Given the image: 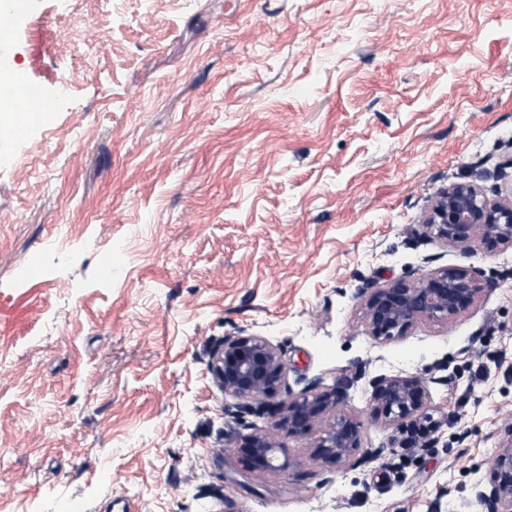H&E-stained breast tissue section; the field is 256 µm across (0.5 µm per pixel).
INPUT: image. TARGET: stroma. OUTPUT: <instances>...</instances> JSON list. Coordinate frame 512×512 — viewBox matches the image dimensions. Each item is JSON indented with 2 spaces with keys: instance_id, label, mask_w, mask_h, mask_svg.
<instances>
[{
  "instance_id": "1",
  "label": "stroma",
  "mask_w": 512,
  "mask_h": 512,
  "mask_svg": "<svg viewBox=\"0 0 512 512\" xmlns=\"http://www.w3.org/2000/svg\"><path fill=\"white\" fill-rule=\"evenodd\" d=\"M84 12L27 0L0 34L49 97L0 150V512H478L512 440V246L465 258L422 220L498 165L481 186L512 198V0H103L87 57ZM459 263L488 284L467 312L367 336L360 280ZM242 331L289 384H339L363 447L390 434L378 376L428 377L450 422L355 466L286 438L291 467L246 470L268 420L209 370Z\"/></svg>"
}]
</instances>
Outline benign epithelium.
<instances>
[{"label":"benign epithelium","mask_w":512,"mask_h":512,"mask_svg":"<svg viewBox=\"0 0 512 512\" xmlns=\"http://www.w3.org/2000/svg\"><path fill=\"white\" fill-rule=\"evenodd\" d=\"M425 235L460 249L466 257L476 244L487 252L512 245V202L489 199L472 182L453 183L439 191L423 220ZM489 283L460 264L381 284L364 280L355 288L367 335L376 341L400 339L420 323L448 324L470 309ZM210 367L224 394L247 403L270 427L242 445L249 470H277L281 437H302L323 425L317 457L325 464L355 465L379 460L397 449L433 448L448 416L429 408L427 379L420 375L379 376L371 381V413L391 434L376 448L362 449V423L340 410L346 394L316 378L285 399L267 403L286 384L288 368L267 338L240 333L224 337L211 355ZM480 512H512V441L500 447L488 485L477 483Z\"/></svg>","instance_id":"7a95c632"}]
</instances>
